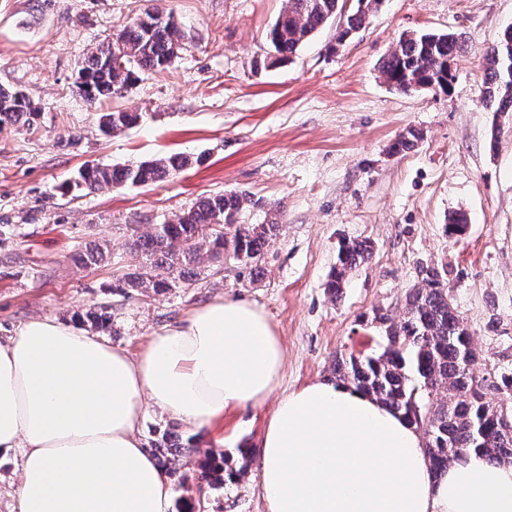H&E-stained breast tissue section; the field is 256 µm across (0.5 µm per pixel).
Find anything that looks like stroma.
<instances>
[{"mask_svg":"<svg viewBox=\"0 0 512 512\" xmlns=\"http://www.w3.org/2000/svg\"><path fill=\"white\" fill-rule=\"evenodd\" d=\"M287 0H0V85L22 89L33 127H0V339L49 316L101 333L137 357L151 336L219 297L263 309L284 349L280 394L334 380L338 355L378 351L380 314L400 318L422 267L444 269L448 293L471 331L478 376L512 378V112L484 100V54L512 26V0H380L344 43L328 23L290 61L264 69L266 33ZM183 32L172 68L139 75L123 97L89 106L74 79L91 46L151 9ZM456 32L463 45L448 93H402L382 59L405 32ZM137 113L103 134L101 113ZM410 152L394 144L407 130ZM184 153L195 162L165 181L119 190L76 188L89 165H135ZM236 191L252 206L240 221L281 213L278 236L253 268L203 259L195 283L161 293L128 288L139 261L134 228L161 224L201 198ZM464 214L463 232L446 230ZM367 241L370 259L339 296L325 284L342 243ZM90 243L107 256L85 266ZM107 307L108 330L78 313ZM276 405L231 407L215 430L191 429L147 405L146 449L174 430L191 454L172 459L193 473L208 452L259 451ZM258 460L241 481L193 489L207 512H267Z\"/></svg>","mask_w":512,"mask_h":512,"instance_id":"stroma-1","label":"stroma"}]
</instances>
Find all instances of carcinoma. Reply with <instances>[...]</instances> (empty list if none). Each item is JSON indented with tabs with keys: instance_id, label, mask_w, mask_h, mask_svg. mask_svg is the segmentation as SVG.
Instances as JSON below:
<instances>
[{
	"instance_id": "cac0c4a2",
	"label": "carcinoma",
	"mask_w": 512,
	"mask_h": 512,
	"mask_svg": "<svg viewBox=\"0 0 512 512\" xmlns=\"http://www.w3.org/2000/svg\"><path fill=\"white\" fill-rule=\"evenodd\" d=\"M346 0H287V6L266 34L273 48L270 65L291 59L296 51L329 20L341 18L336 41L361 28L376 0H357L348 14ZM182 33L172 16L145 12L112 40L90 48L81 70L88 78V102L119 98L139 72L164 70L176 57ZM462 41L454 33L409 32L380 66L383 80L409 93L420 86L446 92L453 75L450 64ZM485 99L497 112H512V38H500L485 55ZM38 108L16 88L0 86V125L35 122ZM137 116L115 110L100 116V126L112 133L135 122ZM191 158L174 154L132 166H91L82 175L90 192L163 181L184 170ZM246 195L226 192L205 197L195 208L164 224L134 233L131 251L142 259L127 284L145 292L165 288H188L192 268L208 256H229L245 264L258 262L276 238L279 224H242L239 221ZM372 253L366 241L341 245L336 268L327 283L337 295L349 273L366 262ZM421 282L406 297L399 321L388 314L378 316L386 325L384 344L375 354L351 355L336 360L334 372L400 413L425 439L430 473L437 478L448 463L471 452L491 464L512 462V435L500 433L512 408H493L487 391L499 386L471 369L476 359L472 338L463 327L456 308L448 300L443 272L434 266L420 270ZM450 396L444 400L440 395ZM156 458L167 467L165 454L192 452L190 444H157ZM240 468L226 466L225 457L212 454L195 471L210 485L235 482L247 473L249 449H239Z\"/></svg>"
}]
</instances>
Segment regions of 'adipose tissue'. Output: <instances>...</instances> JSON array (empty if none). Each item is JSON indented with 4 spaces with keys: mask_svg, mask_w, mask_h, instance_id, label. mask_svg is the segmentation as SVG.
Masks as SVG:
<instances>
[{
    "mask_svg": "<svg viewBox=\"0 0 512 512\" xmlns=\"http://www.w3.org/2000/svg\"><path fill=\"white\" fill-rule=\"evenodd\" d=\"M283 361L266 314L241 299L194 308L134 358L76 325L28 320L0 342V458H21L18 512H169L139 437L146 402L208 427L274 395ZM258 477L269 512H512V463L470 454L433 478L415 429L345 381L279 397Z\"/></svg>",
    "mask_w": 512,
    "mask_h": 512,
    "instance_id": "adipose-tissue-1",
    "label": "adipose tissue"
}]
</instances>
